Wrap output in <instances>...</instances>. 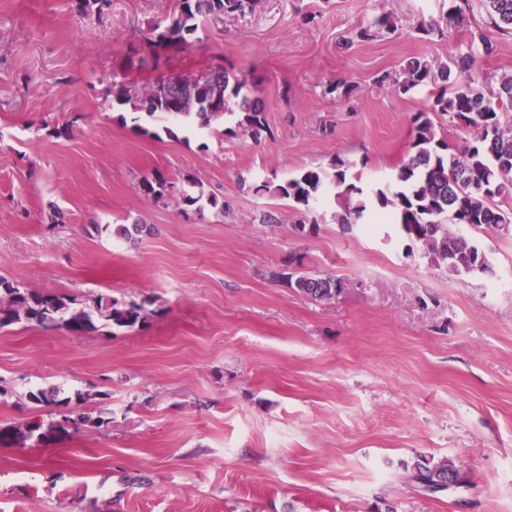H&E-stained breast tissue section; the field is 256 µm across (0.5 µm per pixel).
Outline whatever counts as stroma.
I'll list each match as a JSON object with an SVG mask.
<instances>
[{"label":"stroma","mask_w":512,"mask_h":512,"mask_svg":"<svg viewBox=\"0 0 512 512\" xmlns=\"http://www.w3.org/2000/svg\"><path fill=\"white\" fill-rule=\"evenodd\" d=\"M78 2L0 0V275L148 318L79 336L0 329V424L53 418L27 398L38 387L90 394L105 420L0 447V512H512V236L479 234L490 268L459 275L397 225L337 224L330 199L297 234L291 202L253 190L336 153L387 180L429 92L399 97L375 74L449 62L486 26L482 0L429 39L417 26L448 0H259L205 22L158 70L140 60L178 0ZM382 13L394 32L354 40ZM491 38L468 71L485 92L512 73V37ZM228 62L263 103L260 140L171 138L113 98ZM336 78L351 98L327 93ZM158 174L160 201L139 189ZM189 175L221 208L181 211ZM121 224L145 230L124 238ZM291 266L343 287L313 299L276 280ZM424 459L458 483L412 481Z\"/></svg>","instance_id":"obj_1"}]
</instances>
